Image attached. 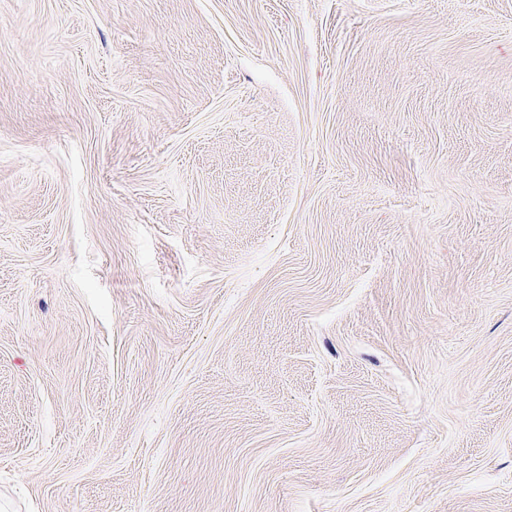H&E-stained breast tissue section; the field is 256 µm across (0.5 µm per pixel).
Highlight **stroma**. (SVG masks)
<instances>
[{
    "instance_id": "35a3bbf8",
    "label": "stroma",
    "mask_w": 512,
    "mask_h": 512,
    "mask_svg": "<svg viewBox=\"0 0 512 512\" xmlns=\"http://www.w3.org/2000/svg\"><path fill=\"white\" fill-rule=\"evenodd\" d=\"M0 512H512V0H0Z\"/></svg>"
}]
</instances>
